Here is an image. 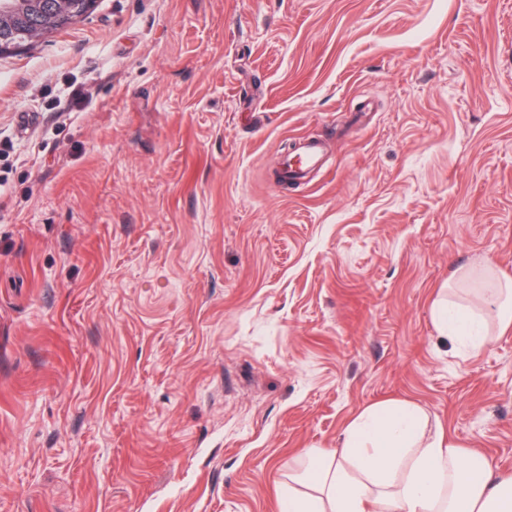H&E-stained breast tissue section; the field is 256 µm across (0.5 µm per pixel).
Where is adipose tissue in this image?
<instances>
[{
	"instance_id": "adipose-tissue-1",
	"label": "adipose tissue",
	"mask_w": 512,
	"mask_h": 512,
	"mask_svg": "<svg viewBox=\"0 0 512 512\" xmlns=\"http://www.w3.org/2000/svg\"><path fill=\"white\" fill-rule=\"evenodd\" d=\"M474 275L457 266L451 288L432 306L441 332L465 350L489 342L492 324H512V280L491 284L469 303L455 285ZM306 493L289 490L282 512H512V476L466 455L418 405L393 401L366 408L344 429L337 447L309 453L296 478Z\"/></svg>"
}]
</instances>
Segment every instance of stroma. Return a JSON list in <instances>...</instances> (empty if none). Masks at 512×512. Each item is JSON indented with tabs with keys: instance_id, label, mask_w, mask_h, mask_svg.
Segmentation results:
<instances>
[{
	"instance_id": "1",
	"label": "stroma",
	"mask_w": 512,
	"mask_h": 512,
	"mask_svg": "<svg viewBox=\"0 0 512 512\" xmlns=\"http://www.w3.org/2000/svg\"><path fill=\"white\" fill-rule=\"evenodd\" d=\"M474 260L512 278V0H96L0 56V512H280L392 400L512 474V327L431 314ZM67 2L72 6L70 10L71 14L59 23H54L50 27H43L41 39L45 36L63 31L83 20L91 12L93 8L91 5L94 4L95 0H67Z\"/></svg>"
}]
</instances>
